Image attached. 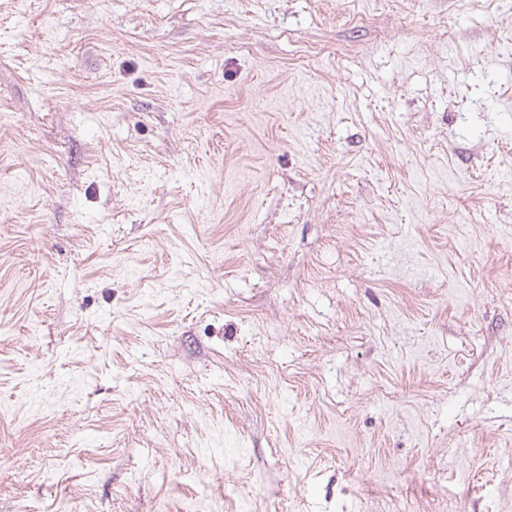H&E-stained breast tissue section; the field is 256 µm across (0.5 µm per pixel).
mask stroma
<instances>
[{"label": "stroma", "instance_id": "stroma-1", "mask_svg": "<svg viewBox=\"0 0 512 512\" xmlns=\"http://www.w3.org/2000/svg\"><path fill=\"white\" fill-rule=\"evenodd\" d=\"M512 512V0H0V512Z\"/></svg>", "mask_w": 512, "mask_h": 512}]
</instances>
